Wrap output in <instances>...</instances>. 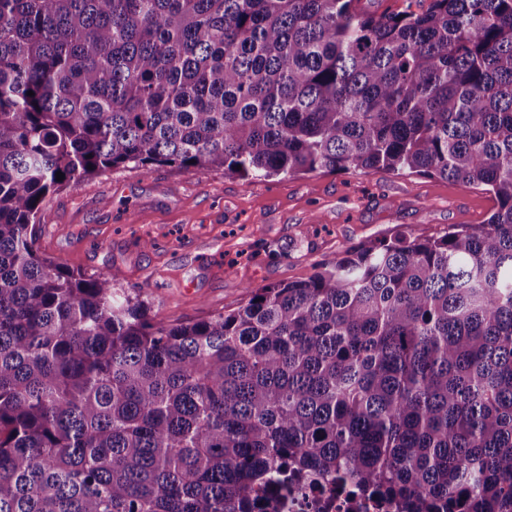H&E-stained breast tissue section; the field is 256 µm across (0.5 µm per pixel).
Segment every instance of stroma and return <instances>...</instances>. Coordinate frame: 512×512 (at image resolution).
<instances>
[{
    "instance_id": "obj_1",
    "label": "stroma",
    "mask_w": 512,
    "mask_h": 512,
    "mask_svg": "<svg viewBox=\"0 0 512 512\" xmlns=\"http://www.w3.org/2000/svg\"><path fill=\"white\" fill-rule=\"evenodd\" d=\"M496 207L486 187L386 168L243 180L120 167L50 193L37 246L88 275L119 269L152 310L188 322L242 305L246 287L307 279L370 241L483 224Z\"/></svg>"
}]
</instances>
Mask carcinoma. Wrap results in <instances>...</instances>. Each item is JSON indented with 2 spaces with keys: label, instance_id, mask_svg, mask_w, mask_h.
<instances>
[{
  "label": "carcinoma",
  "instance_id": "cac0c4a2",
  "mask_svg": "<svg viewBox=\"0 0 512 512\" xmlns=\"http://www.w3.org/2000/svg\"><path fill=\"white\" fill-rule=\"evenodd\" d=\"M359 2L0 0V512H255L312 478L512 512V0ZM147 165L498 208L174 323L36 247L49 193Z\"/></svg>",
  "mask_w": 512,
  "mask_h": 512
}]
</instances>
